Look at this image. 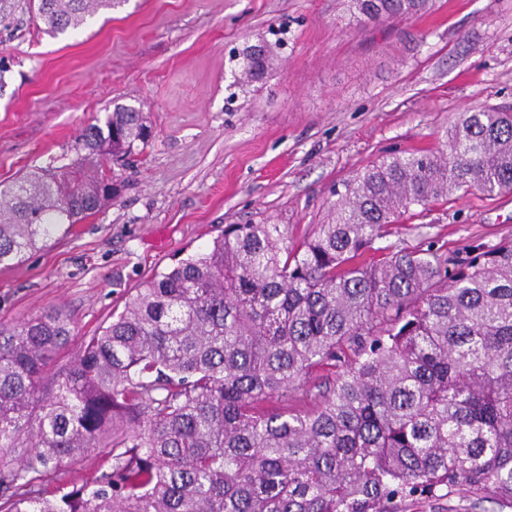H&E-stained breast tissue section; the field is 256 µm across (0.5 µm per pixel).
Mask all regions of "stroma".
<instances>
[{
    "mask_svg": "<svg viewBox=\"0 0 512 512\" xmlns=\"http://www.w3.org/2000/svg\"><path fill=\"white\" fill-rule=\"evenodd\" d=\"M274 65L237 85L234 53ZM0 186L70 148L118 105L145 112L150 145L114 167L111 207L0 268V322L57 309L67 362L154 272L227 224H278L296 246L334 190L389 153L434 152L463 109L512 107V0H435L408 19L359 24L348 0H124L57 36L0 27ZM512 239V193L474 191L389 225L379 246L463 258ZM386 512H512L458 492Z\"/></svg>",
    "mask_w": 512,
    "mask_h": 512,
    "instance_id": "stroma-1",
    "label": "stroma"
}]
</instances>
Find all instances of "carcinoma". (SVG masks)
I'll return each mask as SVG.
<instances>
[{"mask_svg":"<svg viewBox=\"0 0 512 512\" xmlns=\"http://www.w3.org/2000/svg\"><path fill=\"white\" fill-rule=\"evenodd\" d=\"M122 0H25L54 36ZM358 21L432 0H352ZM255 79L269 61L243 52ZM132 106L83 127L71 153L0 190V266L112 204L105 163L149 146ZM512 192V112L448 125L443 150L386 156L337 191L301 247L279 224H228L153 273L72 359L60 311L0 323V512H384L467 490L512 502V240L448 269L374 247L385 227L456 194ZM328 386L304 412L263 403ZM33 452L28 453L26 449ZM104 448L109 470L50 495L35 482Z\"/></svg>","mask_w":512,"mask_h":512,"instance_id":"1","label":"carcinoma"}]
</instances>
